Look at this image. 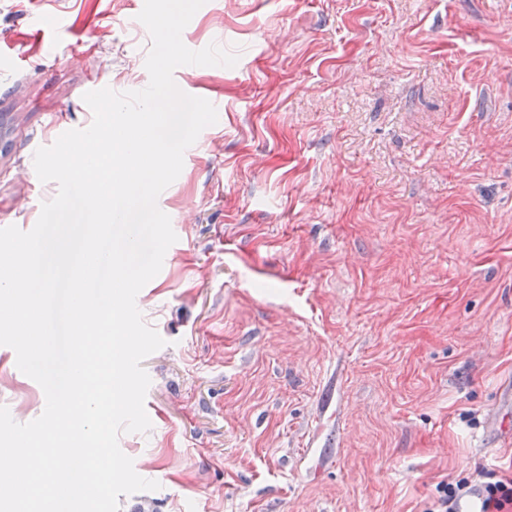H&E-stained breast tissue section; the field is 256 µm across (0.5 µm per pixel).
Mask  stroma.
<instances>
[{"label": "stroma", "instance_id": "stroma-1", "mask_svg": "<svg viewBox=\"0 0 512 512\" xmlns=\"http://www.w3.org/2000/svg\"><path fill=\"white\" fill-rule=\"evenodd\" d=\"M143 0H61L100 87L147 85ZM0 83V225L34 226L50 113L89 126L84 66L26 39ZM222 127L163 198L178 240L138 294L152 427L119 439L155 491L120 512H426L440 481L512 477V0H217L183 42ZM139 68L127 81L130 68ZM40 385L0 345V406Z\"/></svg>", "mask_w": 512, "mask_h": 512}]
</instances>
